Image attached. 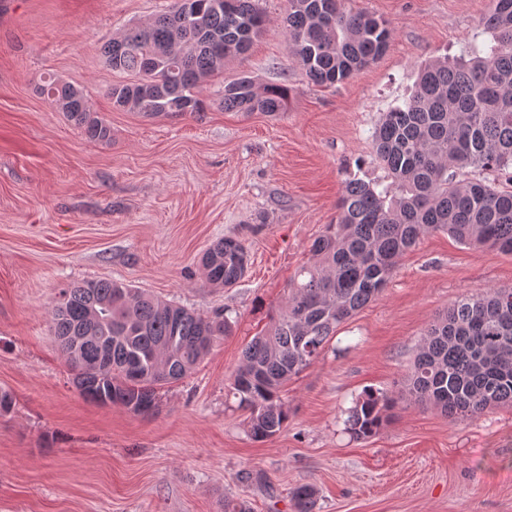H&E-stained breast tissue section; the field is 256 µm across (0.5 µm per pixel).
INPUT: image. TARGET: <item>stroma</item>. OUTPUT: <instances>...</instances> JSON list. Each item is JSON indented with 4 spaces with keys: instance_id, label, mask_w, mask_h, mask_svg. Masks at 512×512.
I'll use <instances>...</instances> for the list:
<instances>
[{
    "instance_id": "obj_1",
    "label": "stroma",
    "mask_w": 512,
    "mask_h": 512,
    "mask_svg": "<svg viewBox=\"0 0 512 512\" xmlns=\"http://www.w3.org/2000/svg\"><path fill=\"white\" fill-rule=\"evenodd\" d=\"M170 0H0V512H512V409L449 419L403 399L425 328L456 300L512 288V256L429 233L383 293L337 330L283 393V430L257 441L226 396L242 352L283 305L310 247L335 223L346 180L384 177L372 134L435 56L486 43L489 0H346L388 20L386 52L342 84L311 82L283 28L286 0L251 49L209 80L204 109L147 118L113 107L125 81L102 47ZM239 74L289 90L285 112L225 111ZM84 89L112 128L94 142L38 87ZM231 236L250 266L230 288L206 283L203 253ZM110 279L233 329L196 369L165 385L155 413L79 396L51 331L60 289ZM395 398L376 436L356 440L347 411L365 391Z\"/></svg>"
}]
</instances>
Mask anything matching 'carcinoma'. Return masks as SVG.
<instances>
[{"label":"carcinoma","mask_w":512,"mask_h":512,"mask_svg":"<svg viewBox=\"0 0 512 512\" xmlns=\"http://www.w3.org/2000/svg\"><path fill=\"white\" fill-rule=\"evenodd\" d=\"M258 0H174L145 26L128 28L103 46L107 65L136 80L108 88L113 106L145 117L202 109L208 78L246 53L266 24ZM291 51L306 76L332 87L386 51L391 23L353 13L344 0H288L283 20ZM484 32L491 45L425 65L411 96L383 113L372 143L390 193L378 181L350 178L338 218L311 246L285 303L266 333L245 348L230 386L249 412L255 440L269 439L288 421L282 387L320 356L340 325L378 298L400 258L432 232L459 243L512 255V186L485 178L512 169V0H490ZM51 104L90 141L108 142L112 128L83 90L53 81L42 88ZM224 110L286 109L288 89L256 87L245 75L222 82ZM208 284L230 288L243 279L249 254L236 238L204 254ZM51 329L67 356L73 384L87 401L135 414L158 408V389L184 378L232 332L222 315L205 317L112 280H86L61 289ZM406 392L450 418L512 405V289L458 299L420 345ZM393 400L369 391L348 411L347 430L377 435ZM316 491L293 492L297 512H313Z\"/></svg>","instance_id":"obj_1"}]
</instances>
